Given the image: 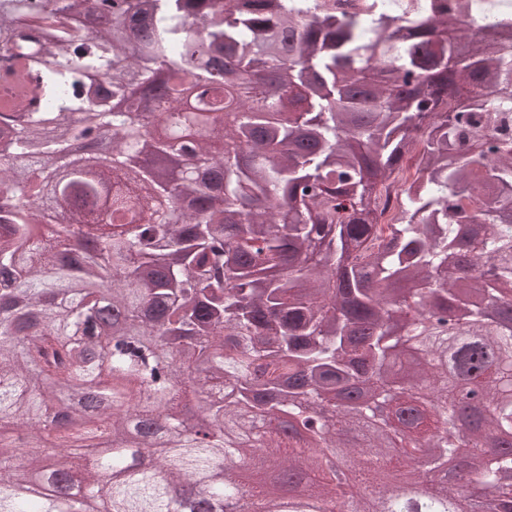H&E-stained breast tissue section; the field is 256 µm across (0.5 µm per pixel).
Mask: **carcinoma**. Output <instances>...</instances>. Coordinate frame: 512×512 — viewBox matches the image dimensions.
<instances>
[{
  "mask_svg": "<svg viewBox=\"0 0 512 512\" xmlns=\"http://www.w3.org/2000/svg\"><path fill=\"white\" fill-rule=\"evenodd\" d=\"M89 2L0 0L16 59L0 188L31 199L0 204V512H168L139 448L222 498L257 413L275 468L308 478L333 448L368 484L424 458L446 488L400 512H444L465 448L470 483L512 512V25L468 40L428 0L395 17L377 0H98L104 25ZM197 85L212 95L187 162L150 125ZM86 132L108 145L93 172ZM356 386L358 406L309 425ZM190 393L217 425L205 440ZM226 454L240 470L215 483ZM317 481L288 512H369ZM249 512L278 498L255 485Z\"/></svg>",
  "mask_w": 512,
  "mask_h": 512,
  "instance_id": "1",
  "label": "carcinoma"
}]
</instances>
